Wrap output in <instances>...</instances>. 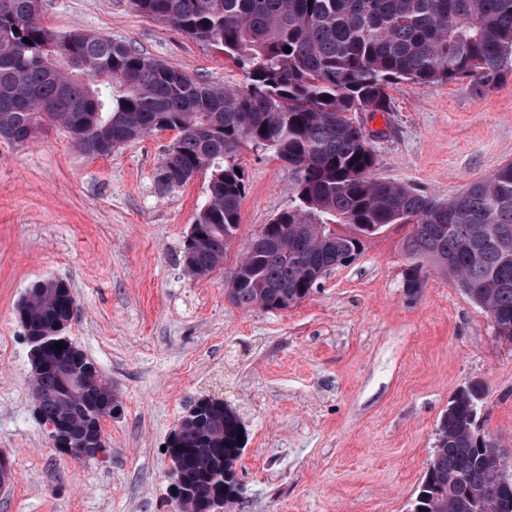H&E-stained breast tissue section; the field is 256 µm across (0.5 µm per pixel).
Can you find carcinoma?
<instances>
[{
	"label": "carcinoma",
	"instance_id": "1",
	"mask_svg": "<svg viewBox=\"0 0 512 512\" xmlns=\"http://www.w3.org/2000/svg\"><path fill=\"white\" fill-rule=\"evenodd\" d=\"M134 8L224 52L246 85L215 86L108 37L59 34L41 0H0V138L24 144L64 129L89 157L172 127L179 135L156 169L162 191L209 173L183 265L203 277L223 266L240 226L243 177L227 156L271 151L296 174L294 201L252 239L231 272L229 301L285 310L307 299L328 269L355 258L362 238L410 226L406 288L438 268L512 343V162L442 200L372 176L375 156L354 112H386V88L468 78L491 88L512 74V0H132ZM31 43H26L25 39ZM291 47L286 53L283 47ZM346 230L338 231L336 226ZM35 379V412L65 418V440L100 446V422L116 394L68 337L77 304L47 279L18 304ZM61 347H55V343ZM477 389L457 393L437 429L414 512H512V476L491 467L476 426ZM239 414L226 404L187 412L168 450L181 461L175 501L195 508L240 494Z\"/></svg>",
	"mask_w": 512,
	"mask_h": 512
}]
</instances>
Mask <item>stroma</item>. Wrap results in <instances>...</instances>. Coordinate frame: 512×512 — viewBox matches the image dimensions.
I'll list each match as a JSON object with an SVG mask.
<instances>
[{"label":"stroma","mask_w":512,"mask_h":512,"mask_svg":"<svg viewBox=\"0 0 512 512\" xmlns=\"http://www.w3.org/2000/svg\"><path fill=\"white\" fill-rule=\"evenodd\" d=\"M58 32L108 35L196 79L242 85L223 54L139 13L131 0H43ZM390 110L359 113L373 176L448 199L512 161V75L490 89L461 79L389 90ZM164 131L91 158L54 128L0 140V456L12 478L0 512H174L163 450L199 397L240 415L242 494L229 512H413L449 401L480 384L483 431L512 448V343L453 281L428 270L406 288L402 242L387 226L355 260L288 310H240L226 276L265 224L291 205L295 175L249 147L240 227L223 269L189 276L184 244L209 176L160 193ZM67 282L66 336L111 382L119 416L103 421V458L55 448L33 414L32 367L16 308L34 284Z\"/></svg>","instance_id":"stroma-1"}]
</instances>
